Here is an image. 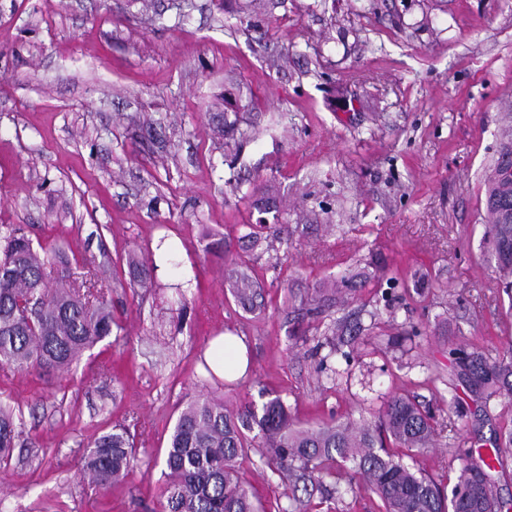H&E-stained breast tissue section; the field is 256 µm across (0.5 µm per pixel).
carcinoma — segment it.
Returning <instances> with one entry per match:
<instances>
[{
	"instance_id": "obj_1",
	"label": "carcinoma",
	"mask_w": 512,
	"mask_h": 512,
	"mask_svg": "<svg viewBox=\"0 0 512 512\" xmlns=\"http://www.w3.org/2000/svg\"><path fill=\"white\" fill-rule=\"evenodd\" d=\"M487 179L486 235L496 268L512 289V183ZM57 267V288L46 284V265ZM234 298L262 306L264 290L247 272L235 276ZM122 326L112 315L108 286L87 271L79 281L67 254L54 247L34 250L22 229L0 226V364L19 371L62 372L84 352ZM470 391L486 399L512 395V355L455 350ZM20 436L12 409L0 405V456ZM434 417L406 395L388 400L378 423L351 420L316 429L294 426L288 405L275 396L261 408L231 410L224 400L203 397L178 415L165 456L160 512H262L252 486L239 475L237 459L258 445L283 476L322 480L336 476V494L372 492L384 512H512V499L498 498L486 470L493 462L464 466L447 496L431 479L403 463L394 449L421 452L433 447ZM135 460L129 430L116 425L95 438L83 455L89 481L108 488L125 480Z\"/></svg>"
}]
</instances>
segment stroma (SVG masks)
Masks as SVG:
<instances>
[{
	"label": "stroma",
	"instance_id": "stroma-1",
	"mask_svg": "<svg viewBox=\"0 0 512 512\" xmlns=\"http://www.w3.org/2000/svg\"><path fill=\"white\" fill-rule=\"evenodd\" d=\"M511 106L512 0H0V225L92 264L122 326L62 374L0 366L22 430L0 512H158L169 436L201 396L277 395L300 427L414 397L460 444L403 461L453 486L512 430V397L469 392L453 354L512 347L485 240ZM263 218L280 235L251 245ZM241 260L264 285L252 311L230 292ZM343 274L345 298L311 311ZM341 322L360 327L348 360L329 353ZM221 333L250 349L234 383L203 360ZM117 423L135 467L103 490L81 459ZM266 461L255 447L238 470L280 512ZM304 512L383 508L327 478Z\"/></svg>",
	"mask_w": 512,
	"mask_h": 512
}]
</instances>
